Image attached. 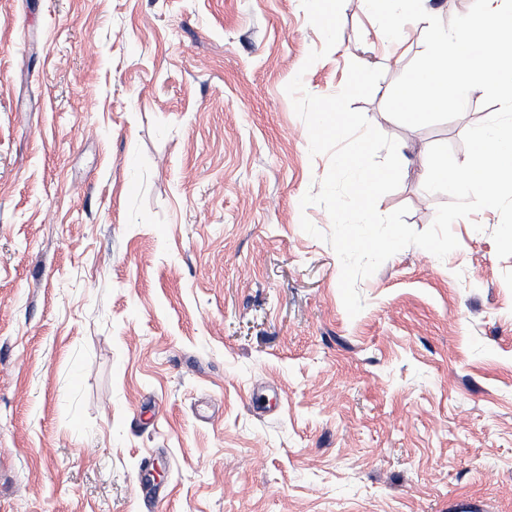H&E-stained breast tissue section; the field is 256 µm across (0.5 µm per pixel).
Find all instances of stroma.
Listing matches in <instances>:
<instances>
[{
  "instance_id": "obj_1",
  "label": "stroma",
  "mask_w": 512,
  "mask_h": 512,
  "mask_svg": "<svg viewBox=\"0 0 512 512\" xmlns=\"http://www.w3.org/2000/svg\"><path fill=\"white\" fill-rule=\"evenodd\" d=\"M359 0L339 40L301 0H0V512H512V257L498 211L445 259L409 246L346 313L307 233L330 159L286 85L352 102L399 142L427 229L430 147L485 119L407 127L400 66Z\"/></svg>"
}]
</instances>
